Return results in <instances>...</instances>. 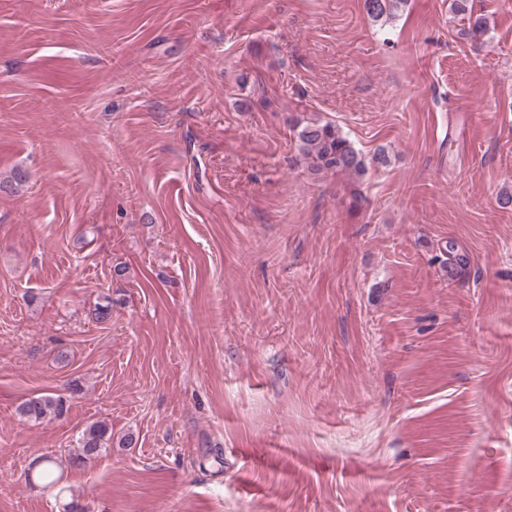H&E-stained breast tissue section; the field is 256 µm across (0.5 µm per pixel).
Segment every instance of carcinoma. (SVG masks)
<instances>
[{
	"label": "carcinoma",
	"instance_id": "obj_1",
	"mask_svg": "<svg viewBox=\"0 0 512 512\" xmlns=\"http://www.w3.org/2000/svg\"><path fill=\"white\" fill-rule=\"evenodd\" d=\"M404 0H364L367 15L375 22H387L396 17ZM298 148L315 174H336L355 180L365 175L367 166L347 137L331 123L307 121L297 132ZM68 411L67 400L55 393L46 392L21 404L19 412L25 419L34 422H52L62 418ZM79 452L72 464L81 466L112 446V429L104 421L88 424L78 438ZM56 460L42 457L37 478L46 485H54Z\"/></svg>",
	"mask_w": 512,
	"mask_h": 512
}]
</instances>
